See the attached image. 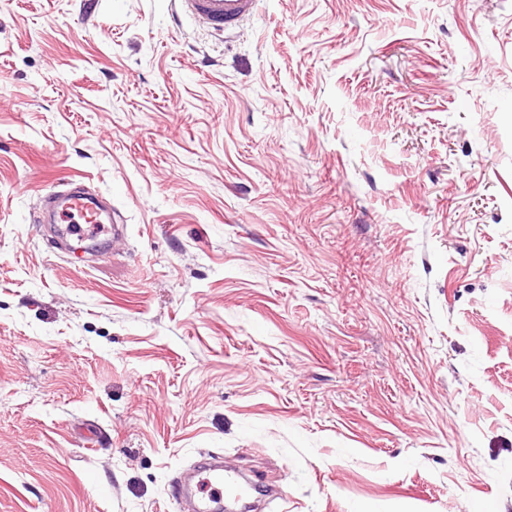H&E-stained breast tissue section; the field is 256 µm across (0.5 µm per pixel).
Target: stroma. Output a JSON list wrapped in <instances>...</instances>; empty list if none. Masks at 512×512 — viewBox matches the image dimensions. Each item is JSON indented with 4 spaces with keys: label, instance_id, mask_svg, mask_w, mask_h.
<instances>
[{
    "label": "stroma",
    "instance_id": "35a3bbf8",
    "mask_svg": "<svg viewBox=\"0 0 512 512\" xmlns=\"http://www.w3.org/2000/svg\"><path fill=\"white\" fill-rule=\"evenodd\" d=\"M119 244L35 218L71 181ZM512 512V0H0V512ZM183 13L204 20L215 30L224 31L248 17L257 0H177ZM205 472L206 474L202 482L212 486L214 490L213 495L221 498L223 496L225 498H233L234 503L242 509L249 508L245 500L249 496L250 487L243 484L237 474L224 470L221 465L208 468Z\"/></svg>",
    "mask_w": 512,
    "mask_h": 512
}]
</instances>
